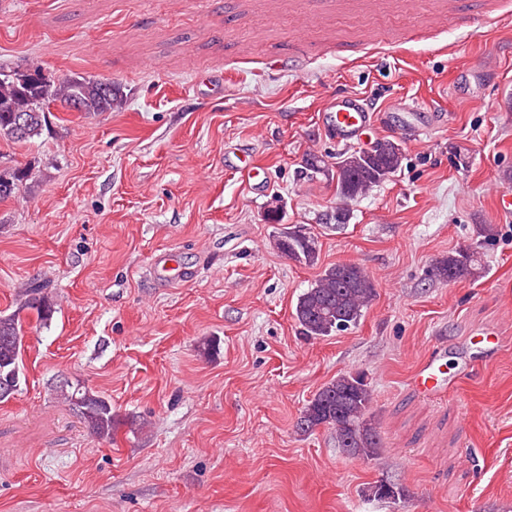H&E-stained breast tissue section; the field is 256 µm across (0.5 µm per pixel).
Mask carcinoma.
I'll return each mask as SVG.
<instances>
[{
    "mask_svg": "<svg viewBox=\"0 0 512 512\" xmlns=\"http://www.w3.org/2000/svg\"><path fill=\"white\" fill-rule=\"evenodd\" d=\"M81 111L116 112L122 108V84L110 79H91L65 74L56 79L46 76L42 65L24 63L17 68L0 66V143L27 141L41 134L47 126L50 107L71 111L73 102ZM403 152L392 141L384 142L381 151L371 155L365 150H347L336 157V194L353 200L383 183L402 166ZM28 173L20 169L0 171V202L17 197L19 184ZM276 246L284 255L298 253L300 263L313 266L319 260L317 238L295 236L283 231ZM480 266L479 252L471 247L458 248L439 259L430 277L445 282L467 278ZM376 297L372 278L354 263H337L326 268L311 287L297 298L293 318L300 335L321 339L357 326ZM23 309L33 312L36 321L46 325L55 313L54 303L43 286L34 283L25 289ZM24 317L20 313L0 315V384L11 385V391L0 390V402L9 400L17 391L25 353ZM65 400L89 431L101 440L112 441L117 424L112 403L103 395L77 387ZM372 394L367 380L343 374L324 384L304 408L314 424L324 423L334 429L337 447L350 456L371 459L382 447L376 428L362 430L368 421Z\"/></svg>",
    "mask_w": 512,
    "mask_h": 512,
    "instance_id": "carcinoma-1",
    "label": "carcinoma"
}]
</instances>
